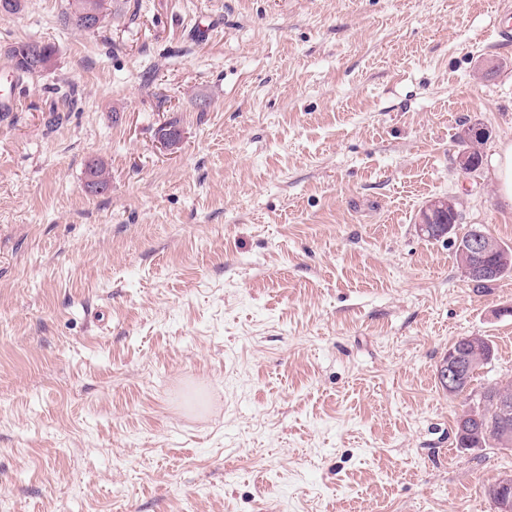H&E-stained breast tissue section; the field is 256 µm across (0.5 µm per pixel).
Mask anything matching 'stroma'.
Wrapping results in <instances>:
<instances>
[{
	"label": "stroma",
	"mask_w": 512,
	"mask_h": 512,
	"mask_svg": "<svg viewBox=\"0 0 512 512\" xmlns=\"http://www.w3.org/2000/svg\"><path fill=\"white\" fill-rule=\"evenodd\" d=\"M67 2L0 14L56 48L0 112V512H494L512 451L457 448L437 368L485 336L470 394L512 381V276L455 256L512 247L500 0H117L92 34ZM459 142L463 148H471L472 152L470 154V162H469V151L463 150L461 151L456 159L457 166L463 172L468 173L470 164L474 167H481L483 163V152L481 151V146L484 145L486 139L476 141L473 139L472 135V126L467 125L461 129V132L458 135ZM470 163V164H469ZM477 168V169H478ZM490 165L501 199L512 206V142L499 144ZM474 231H481L487 234L492 238L490 234L487 232L481 230V229H470L466 233L463 234L461 238H457L456 241V260L459 258V262L461 261L463 255L460 252V245L465 243L467 240L466 248H463L464 253L468 255H474V254H486L489 251L491 254L487 256L484 260H482L487 266L491 268H495L498 273L493 274L490 278H486L481 280L480 282L476 283L475 286L477 288H483L485 286H488V284L497 281L498 279L502 278L503 276L509 274V272L512 271V248L507 245H502L496 241L495 238H493L495 241H493L491 238H489L487 235L483 233H477L474 236H471ZM471 236V237H470ZM470 237V238H469ZM469 238V239H468ZM497 243V245H496ZM496 246H498V249H496Z\"/></svg>",
	"instance_id": "1"
}]
</instances>
